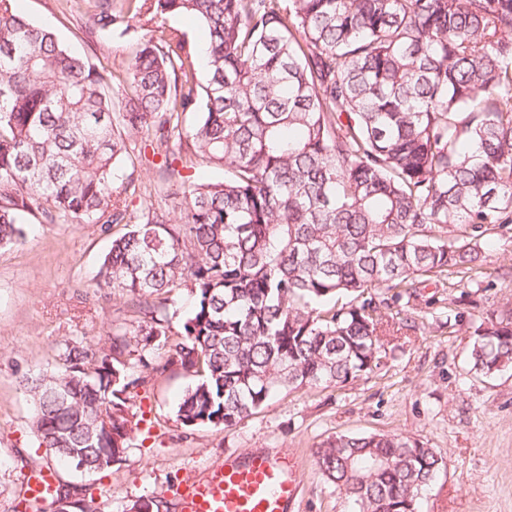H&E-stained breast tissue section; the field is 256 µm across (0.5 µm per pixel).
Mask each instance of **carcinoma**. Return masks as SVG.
<instances>
[{"label":"carcinoma","mask_w":512,"mask_h":512,"mask_svg":"<svg viewBox=\"0 0 512 512\" xmlns=\"http://www.w3.org/2000/svg\"><path fill=\"white\" fill-rule=\"evenodd\" d=\"M14 2L0 0V246L29 217L123 224L95 287L141 313L100 353L67 343L58 370L23 379L40 445L66 464L123 460L135 352L145 365L169 347L153 371L190 377L176 406L189 428L371 374L418 289L482 274L481 243L512 223V0H92L99 32L184 14L209 33L201 81L185 34L157 27L119 101L112 72ZM144 131L176 217L134 216L113 189ZM201 164L224 177L183 175ZM509 367L512 316L492 312L471 326L468 372ZM315 456L356 512H419L446 467L396 433L339 434Z\"/></svg>","instance_id":"1"}]
</instances>
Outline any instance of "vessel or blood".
<instances>
[{
  "instance_id": "1",
  "label": "vessel or blood",
  "mask_w": 512,
  "mask_h": 512,
  "mask_svg": "<svg viewBox=\"0 0 512 512\" xmlns=\"http://www.w3.org/2000/svg\"><path fill=\"white\" fill-rule=\"evenodd\" d=\"M299 492L295 460L283 452L225 457L174 491L180 512H291Z\"/></svg>"
}]
</instances>
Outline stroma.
<instances>
[{
	"label": "stroma",
	"mask_w": 512,
	"mask_h": 512,
	"mask_svg": "<svg viewBox=\"0 0 512 512\" xmlns=\"http://www.w3.org/2000/svg\"><path fill=\"white\" fill-rule=\"evenodd\" d=\"M18 11L53 30L69 49L96 66L121 73L153 27L104 34L85 27L84 9L71 0H16ZM147 136L128 143L127 172L134 214L179 212L181 198L165 184L160 166L139 162ZM114 224H37L24 239L0 247V512H44L25 493L31 471L53 470L75 497L89 496L97 512H129L134 501L157 498L163 512H178L170 485L202 473L227 455L286 452L300 461L297 512H354L353 503L319 473L315 449L340 434L392 432L423 441L446 468L421 496L422 512H512V369L491 378L466 370L470 336L440 321L460 293L479 310L512 309V231L493 230L481 246L482 277L466 290L433 284L412 299L408 322L383 339L380 368L338 389L300 390L273 397L258 414L228 430L190 429L174 409L188 379L134 365L143 377L139 418L120 464L80 474L40 447L32 428L33 403L23 376L57 367L64 343L98 352L114 327L136 326L140 315L125 296L94 285Z\"/></svg>",
	"instance_id": "35a3bbf8"
}]
</instances>
